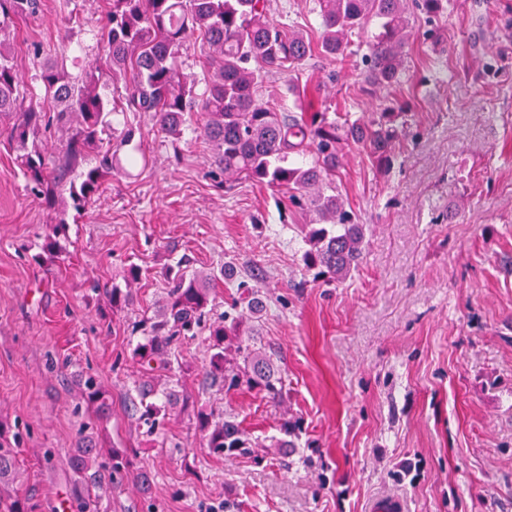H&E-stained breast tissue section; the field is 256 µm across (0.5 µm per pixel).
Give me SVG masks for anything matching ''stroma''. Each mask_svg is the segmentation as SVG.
I'll return each instance as SVG.
<instances>
[{
	"mask_svg": "<svg viewBox=\"0 0 512 512\" xmlns=\"http://www.w3.org/2000/svg\"><path fill=\"white\" fill-rule=\"evenodd\" d=\"M7 41L21 91L48 60L75 76L103 54L102 0H40ZM313 0H270L278 21L318 38ZM441 38L409 47V77L374 99L361 90L360 57L309 60L304 77L325 112L404 106L408 128L393 169L379 173L347 150L336 186L369 227L363 261L342 284L304 283L300 212L281 216L285 192L249 179L225 186L203 115L180 138L145 112L112 114L141 134L122 155L146 164L113 176L69 227L59 259L36 258L56 214L30 192L0 121V441L19 475L0 488L57 512L75 479L65 455L82 432L105 448L138 450L155 474L105 493L100 512H208L232 485V512H365L401 499L405 512H512V0H455ZM211 274L216 306L235 290L225 261L255 267L271 308L258 324L283 357L285 408L241 389L203 387L208 352H183L177 378L215 413L237 415L258 439L282 414L300 417L299 453L315 466L283 470L247 457L209 455L191 415L173 413L166 438L143 434L126 394L142 375L133 325L166 298L179 259ZM143 274L132 306L113 311L106 288L129 264ZM96 373L111 403L99 420L78 379Z\"/></svg>",
	"mask_w": 512,
	"mask_h": 512,
	"instance_id": "35a3bbf8",
	"label": "stroma"
}]
</instances>
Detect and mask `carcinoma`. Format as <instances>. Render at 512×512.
Returning a JSON list of instances; mask_svg holds the SVG:
<instances>
[{"instance_id":"obj_1","label":"carcinoma","mask_w":512,"mask_h":512,"mask_svg":"<svg viewBox=\"0 0 512 512\" xmlns=\"http://www.w3.org/2000/svg\"><path fill=\"white\" fill-rule=\"evenodd\" d=\"M105 6L104 70L79 80L64 64L46 63L36 76L43 91V101L37 103L18 91L6 33L15 19L36 13L38 0H0V119H14L10 139L20 152L23 173L42 204L59 214L44 237L43 253L51 258L61 253L68 210L78 219L112 174L113 154L101 151L112 112L122 105L130 112H150L162 134L178 138L187 113L198 106L206 115L203 136L212 143L225 180L245 178L285 190L287 207L308 215L304 229L310 249L302 262L312 279L337 285L350 277L363 258L368 225L346 209L336 190L342 152L355 145L377 169L389 170L408 113L385 104L367 116L331 118L311 100L300 102L297 112H280L260 98L263 78L269 72L297 75L314 56L342 59L356 37L367 49L366 91L388 89L408 77V47L415 36L409 10L419 11L430 23L450 10L452 0H316L322 29L317 43L270 18L269 0H105ZM195 35L209 49L203 74L207 94L200 100L196 78L176 67L181 50ZM105 77L124 83L121 99L101 95ZM54 126L67 127L70 135L48 163L38 141ZM66 192L71 205L61 208ZM141 277V267L131 263L124 273L126 288L105 289L112 309L133 304V285ZM169 284L165 303L156 316L144 320V336L132 349L133 358L153 374L133 383L130 407L146 434L160 436L170 413L191 405L212 456H248L264 463L266 456L251 452L253 442L242 422L230 413L221 418L204 405L189 403L190 396L173 382L183 343L199 337L210 352L207 374L213 382L226 392L245 387L278 404L284 392L280 357L266 349L239 311L244 303L252 319L261 318L269 310L263 292L240 280L239 298L213 321L209 277L180 265L169 273ZM79 386L98 416L110 413L95 375H82ZM300 429L297 420L280 424L275 447L282 449L279 461L286 470L294 465L288 449L296 447ZM135 459L124 450L104 451L92 437L71 449L67 464L77 476L76 512H98L96 491L106 485L116 489L134 480L149 492L154 475L136 466ZM17 466V451L0 445V482L14 478Z\"/></svg>"}]
</instances>
